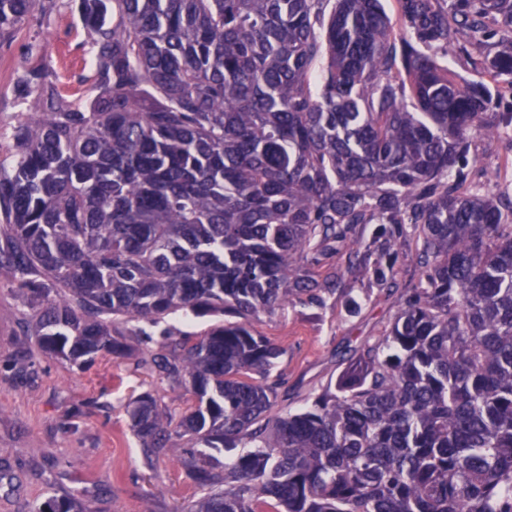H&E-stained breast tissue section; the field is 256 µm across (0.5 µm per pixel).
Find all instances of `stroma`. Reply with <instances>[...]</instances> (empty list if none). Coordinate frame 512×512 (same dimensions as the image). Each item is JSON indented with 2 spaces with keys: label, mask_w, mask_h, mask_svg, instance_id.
<instances>
[{
  "label": "stroma",
  "mask_w": 512,
  "mask_h": 512,
  "mask_svg": "<svg viewBox=\"0 0 512 512\" xmlns=\"http://www.w3.org/2000/svg\"><path fill=\"white\" fill-rule=\"evenodd\" d=\"M48 68L58 90L77 99L93 67L90 39L68 0H58L37 33L20 30L0 48V124L16 122L17 79L24 69ZM472 150L499 192L512 195L502 168L512 138H478ZM366 306L354 318L341 306L297 304L254 321L283 354L288 391L277 411H297L336 379L349 351L378 338L397 310L395 297L355 285ZM21 299L0 287V512H30L48 497L76 494L88 512H182L194 492L177 449L147 460L130 426V403L152 393L174 418L193 400L183 386L140 367L137 357L103 356L79 368L44 355Z\"/></svg>",
  "instance_id": "obj_1"
}]
</instances>
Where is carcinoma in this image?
Instances as JSON below:
<instances>
[{"mask_svg":"<svg viewBox=\"0 0 512 512\" xmlns=\"http://www.w3.org/2000/svg\"><path fill=\"white\" fill-rule=\"evenodd\" d=\"M78 0L81 106L41 68L0 128V272L44 354L132 356L165 328L177 425L130 405L146 454H189L184 512H512V198L472 140L512 126V0ZM57 0H0V45ZM488 47L460 84L441 58ZM399 307L301 412L272 414L280 348L252 320ZM226 448H242L230 463ZM32 512H85L50 497Z\"/></svg>","mask_w":512,"mask_h":512,"instance_id":"obj_1","label":"carcinoma"}]
</instances>
